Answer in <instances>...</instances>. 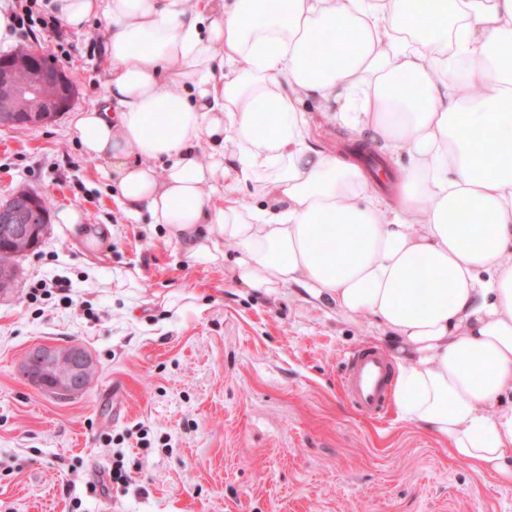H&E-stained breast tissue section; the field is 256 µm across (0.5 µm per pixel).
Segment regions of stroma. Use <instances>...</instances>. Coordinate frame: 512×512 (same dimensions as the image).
Listing matches in <instances>:
<instances>
[{
    "label": "stroma",
    "mask_w": 512,
    "mask_h": 512,
    "mask_svg": "<svg viewBox=\"0 0 512 512\" xmlns=\"http://www.w3.org/2000/svg\"><path fill=\"white\" fill-rule=\"evenodd\" d=\"M106 40L98 18L60 37L16 34L77 95L51 125L0 128V200L33 189L83 221L52 224L0 296V512H512V486L478 479L447 440L394 405L366 418L346 399L349 355L393 359L399 342L302 289L237 287L230 265L191 264L164 226L122 211L73 129L103 94ZM306 115L314 149L359 143L396 168L369 135L312 104ZM42 279L65 292L31 300ZM69 343L97 362L85 394L59 399L21 376L30 348ZM119 460L127 479L109 481Z\"/></svg>",
    "instance_id": "1"
}]
</instances>
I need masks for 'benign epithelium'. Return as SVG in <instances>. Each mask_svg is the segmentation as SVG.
<instances>
[{
    "label": "benign epithelium",
    "instance_id": "7a95c632",
    "mask_svg": "<svg viewBox=\"0 0 512 512\" xmlns=\"http://www.w3.org/2000/svg\"><path fill=\"white\" fill-rule=\"evenodd\" d=\"M76 89L63 69L39 53L19 67L11 58H0V126L42 127L53 122L73 104ZM48 223L37 199L19 191L0 202V239L34 247L36 234ZM95 361L83 346L37 345L21 365L31 383L54 396L70 399L93 384Z\"/></svg>",
    "mask_w": 512,
    "mask_h": 512
}]
</instances>
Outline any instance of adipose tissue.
Instances as JSON below:
<instances>
[{
  "label": "adipose tissue",
  "mask_w": 512,
  "mask_h": 512,
  "mask_svg": "<svg viewBox=\"0 0 512 512\" xmlns=\"http://www.w3.org/2000/svg\"><path fill=\"white\" fill-rule=\"evenodd\" d=\"M47 0L108 29L85 153L133 216L246 288L297 286L402 344L400 420L512 484V0ZM480 95H473V87ZM406 157L313 149L303 106ZM274 198L243 209L238 193ZM466 209L468 219L456 221Z\"/></svg>",
  "instance_id": "ef3b65f1"
}]
</instances>
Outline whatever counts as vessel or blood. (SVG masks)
I'll list each match as a JSON object with an SVG mask.
<instances>
[{
    "label": "vessel or blood",
    "mask_w": 512,
    "mask_h": 512,
    "mask_svg": "<svg viewBox=\"0 0 512 512\" xmlns=\"http://www.w3.org/2000/svg\"><path fill=\"white\" fill-rule=\"evenodd\" d=\"M392 381V367L382 353L362 348L351 354L341 386L362 414L373 416L383 410Z\"/></svg>",
    "instance_id": "1"
}]
</instances>
